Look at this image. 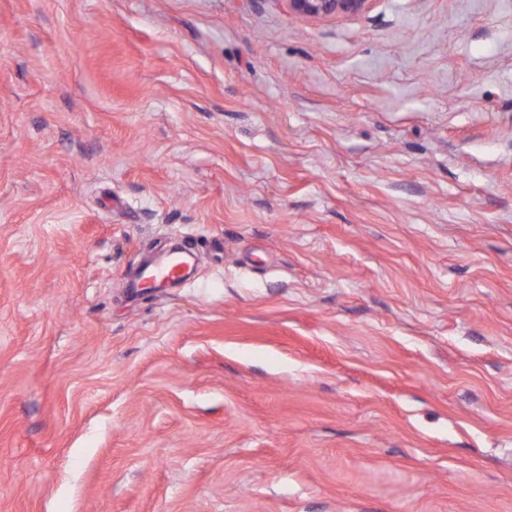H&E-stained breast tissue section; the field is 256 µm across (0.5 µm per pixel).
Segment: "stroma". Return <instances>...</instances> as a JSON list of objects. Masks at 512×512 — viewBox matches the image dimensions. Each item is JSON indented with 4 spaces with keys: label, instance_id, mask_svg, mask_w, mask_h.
I'll use <instances>...</instances> for the list:
<instances>
[{
    "label": "stroma",
    "instance_id": "35a3bbf8",
    "mask_svg": "<svg viewBox=\"0 0 512 512\" xmlns=\"http://www.w3.org/2000/svg\"><path fill=\"white\" fill-rule=\"evenodd\" d=\"M0 512H512V0H0ZM288 12L313 19L362 13L372 0H278ZM185 262L179 256H169L159 262H146L137 270L136 278L132 285L139 288L149 285L156 288L167 282H176L182 278Z\"/></svg>",
    "mask_w": 512,
    "mask_h": 512
}]
</instances>
